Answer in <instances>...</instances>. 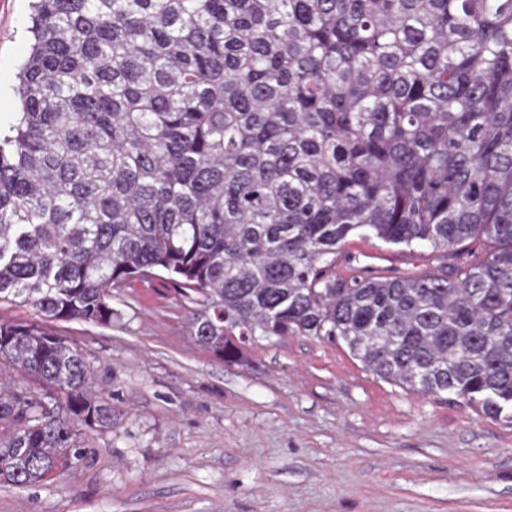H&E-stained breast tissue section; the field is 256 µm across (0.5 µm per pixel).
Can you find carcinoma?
Returning <instances> with one entry per match:
<instances>
[{
    "mask_svg": "<svg viewBox=\"0 0 512 512\" xmlns=\"http://www.w3.org/2000/svg\"><path fill=\"white\" fill-rule=\"evenodd\" d=\"M0 135V484L112 427L45 323L112 324L167 275L195 342L345 343L373 375L512 418V0H31ZM352 235L434 268L336 276ZM480 241L478 262L459 247Z\"/></svg>",
    "mask_w": 512,
    "mask_h": 512,
    "instance_id": "1",
    "label": "carcinoma"
}]
</instances>
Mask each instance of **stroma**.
Listing matches in <instances>:
<instances>
[{
  "instance_id": "stroma-1",
  "label": "stroma",
  "mask_w": 512,
  "mask_h": 512,
  "mask_svg": "<svg viewBox=\"0 0 512 512\" xmlns=\"http://www.w3.org/2000/svg\"><path fill=\"white\" fill-rule=\"evenodd\" d=\"M29 0H0V125L19 110ZM401 268L427 263L353 236ZM111 324L53 327L111 393L112 426L84 461L0 512H512V421L446 393L417 395L366 371L343 342L259 340L240 363L198 346L165 276L114 290Z\"/></svg>"
}]
</instances>
